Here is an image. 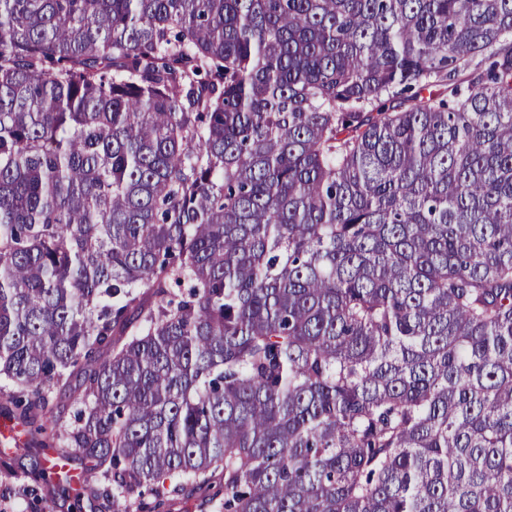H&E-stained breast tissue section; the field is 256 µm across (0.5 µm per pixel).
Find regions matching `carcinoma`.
I'll return each instance as SVG.
<instances>
[{
  "label": "carcinoma",
  "mask_w": 512,
  "mask_h": 512,
  "mask_svg": "<svg viewBox=\"0 0 512 512\" xmlns=\"http://www.w3.org/2000/svg\"><path fill=\"white\" fill-rule=\"evenodd\" d=\"M0 389L76 512H512V0H0Z\"/></svg>",
  "instance_id": "obj_1"
}]
</instances>
